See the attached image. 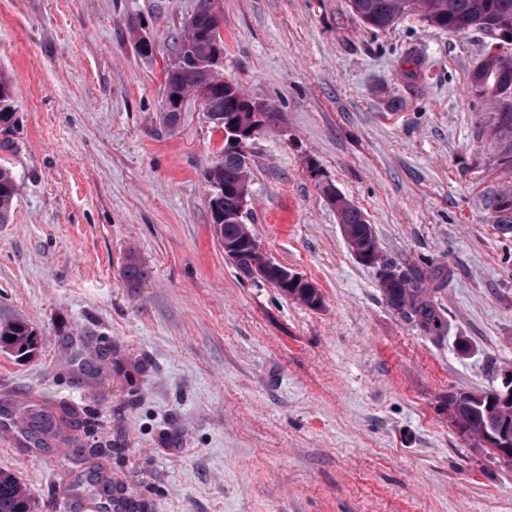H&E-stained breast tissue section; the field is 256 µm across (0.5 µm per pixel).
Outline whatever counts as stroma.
I'll return each mask as SVG.
<instances>
[{"label": "stroma", "mask_w": 512, "mask_h": 512, "mask_svg": "<svg viewBox=\"0 0 512 512\" xmlns=\"http://www.w3.org/2000/svg\"><path fill=\"white\" fill-rule=\"evenodd\" d=\"M197 0H0L19 191L0 224V399L67 403L39 448L0 428V469L35 512H99V466L135 512H512V463L450 423L448 397L512 371V191L471 85L486 35L348 0H217V71L276 118L250 142L244 215L309 306L225 257L208 208L224 133L196 96L162 119L172 39ZM153 53L141 57L137 36ZM354 202L385 260L420 269L424 333L349 250L320 180ZM146 271L122 276L129 257ZM494 224L502 234L512 233V193L499 196L494 204ZM13 336V339H9ZM37 345L34 331L24 322H13L0 326V348L10 350L19 356L33 352Z\"/></svg>", "instance_id": "1"}]
</instances>
